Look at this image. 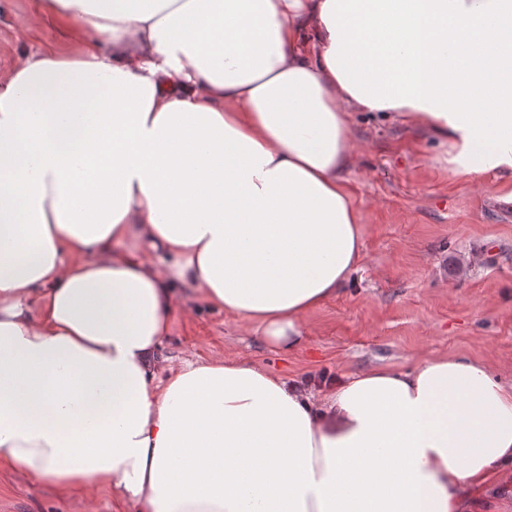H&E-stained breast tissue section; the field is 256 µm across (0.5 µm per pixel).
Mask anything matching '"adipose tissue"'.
I'll return each mask as SVG.
<instances>
[{
	"label": "adipose tissue",
	"mask_w": 512,
	"mask_h": 512,
	"mask_svg": "<svg viewBox=\"0 0 512 512\" xmlns=\"http://www.w3.org/2000/svg\"><path fill=\"white\" fill-rule=\"evenodd\" d=\"M40 14L85 39L0 78V462L137 512H470L512 488V386L476 359L321 393L242 358L160 372L179 291L290 350L347 282L351 113L419 125L512 201V0Z\"/></svg>",
	"instance_id": "adipose-tissue-1"
}]
</instances>
